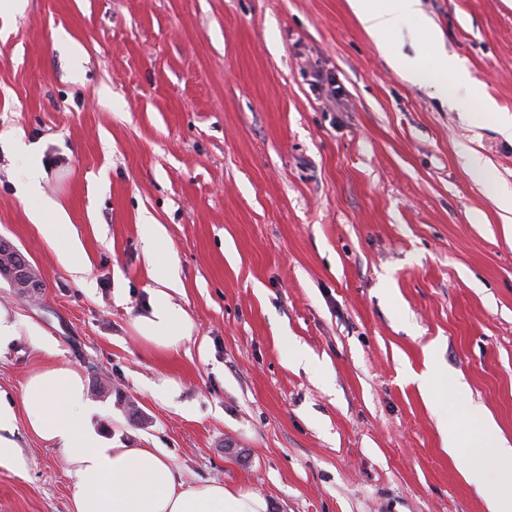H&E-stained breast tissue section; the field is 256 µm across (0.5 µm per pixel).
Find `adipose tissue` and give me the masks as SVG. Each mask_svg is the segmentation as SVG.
I'll use <instances>...</instances> for the list:
<instances>
[{
    "label": "adipose tissue",
    "instance_id": "obj_1",
    "mask_svg": "<svg viewBox=\"0 0 512 512\" xmlns=\"http://www.w3.org/2000/svg\"><path fill=\"white\" fill-rule=\"evenodd\" d=\"M348 5L381 53L408 80L424 81L433 70L441 78L440 93L452 86L463 87L470 99H479V83L442 50V33L425 16L422 0H348ZM410 20L415 26L409 32L418 45L413 57L396 48L403 25ZM45 176L41 164L30 163L19 195L38 199L30 219L54 242L68 238L71 218L58 201L44 196ZM149 231L146 259L155 286L133 326L145 343L175 350L191 339L196 326L174 299L181 285L172 264L160 254L163 231L157 224L150 225ZM91 411L84 381L70 365L58 364L30 375L18 406L0 402V466L15 469L20 465L13 433L21 420L32 434L61 450L76 481L71 512H267L268 503L258 493L221 482L186 484L156 449L106 446L88 424ZM479 415L474 406L463 414L446 409L439 426L449 453L466 462L469 477L483 490L488 512H512V498H502L486 480L491 456H511L512 446L500 437L493 421L469 430V422Z\"/></svg>",
    "mask_w": 512,
    "mask_h": 512
}]
</instances>
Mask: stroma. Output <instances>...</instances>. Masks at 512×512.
<instances>
[{
    "label": "stroma",
    "instance_id": "35a3bbf8",
    "mask_svg": "<svg viewBox=\"0 0 512 512\" xmlns=\"http://www.w3.org/2000/svg\"><path fill=\"white\" fill-rule=\"evenodd\" d=\"M422 3L483 100L512 112V0ZM315 67L338 99L319 97ZM438 81H404L347 0L0 13V237L43 282L24 297L0 277L20 331L0 347V395L59 363L107 380L90 416L102 437L161 449L186 484L259 493L269 512H487L413 377L432 365L465 382L449 408L482 405L512 444V237L495 202L512 192V140ZM11 132L38 147L84 282L29 219ZM476 158L493 184L472 176ZM150 224L196 323L175 351L132 326L154 286ZM14 438L0 512H71L60 449Z\"/></svg>",
    "mask_w": 512,
    "mask_h": 512
}]
</instances>
